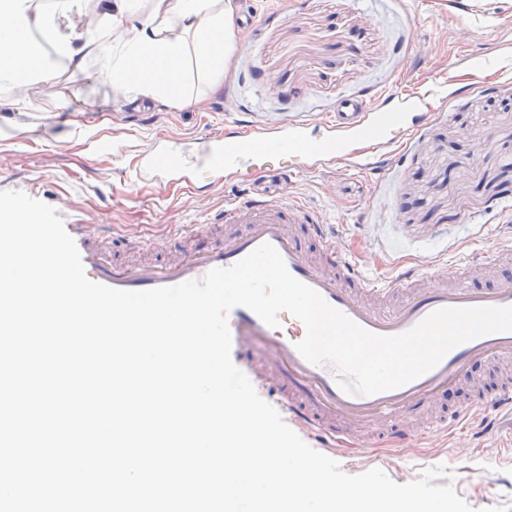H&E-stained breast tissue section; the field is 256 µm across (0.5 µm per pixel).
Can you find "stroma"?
Wrapping results in <instances>:
<instances>
[{"label":"stroma","mask_w":512,"mask_h":512,"mask_svg":"<svg viewBox=\"0 0 512 512\" xmlns=\"http://www.w3.org/2000/svg\"><path fill=\"white\" fill-rule=\"evenodd\" d=\"M256 24L238 35L213 84L187 73L192 101L116 98L99 70L55 84L17 89L34 109L0 99V190H19L57 209L67 224H108L121 245L161 243L239 195L238 187L141 183L131 178L160 137L192 140L237 119L274 127L296 116L321 117L340 97L400 84L413 89L449 78V62L472 89L404 138L376 169L339 164L286 181L282 196L305 199L336 227L337 247L371 277H393L433 258L479 261L512 238V0H231ZM471 35L453 37L461 15ZM84 110L73 122L66 102ZM501 368L479 364L470 380L439 399L442 416L493 390ZM492 431L468 429L396 452L379 445L333 455L355 475L373 468L398 483L443 463L474 512H512V414L492 413Z\"/></svg>","instance_id":"obj_1"}]
</instances>
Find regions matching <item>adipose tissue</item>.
I'll return each instance as SVG.
<instances>
[{
	"instance_id": "adipose-tissue-1",
	"label": "adipose tissue",
	"mask_w": 512,
	"mask_h": 512,
	"mask_svg": "<svg viewBox=\"0 0 512 512\" xmlns=\"http://www.w3.org/2000/svg\"><path fill=\"white\" fill-rule=\"evenodd\" d=\"M94 9L96 24L78 18ZM229 0H0V90L49 81L97 62L122 98H186L184 63L208 80L234 44Z\"/></svg>"
}]
</instances>
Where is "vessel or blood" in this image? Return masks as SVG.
I'll list each match as a JSON object with an SVG mask.
<instances>
[{"mask_svg": "<svg viewBox=\"0 0 512 512\" xmlns=\"http://www.w3.org/2000/svg\"><path fill=\"white\" fill-rule=\"evenodd\" d=\"M451 77L447 90H408L394 85L362 97L340 99L320 120L291 117L275 127L228 122L198 141L192 158L162 166L172 154L168 139L155 140L138 165L139 180L187 186L237 184L248 191L227 200L205 223L180 232L173 257L162 261H116V241L109 225L70 224L66 230L80 252L87 277L128 291H145L204 277L211 269L229 267L258 246L271 244L288 271L317 290L334 308L365 329L380 335L404 333L436 310L447 307H512V272H502L512 247H492L477 268L497 269L488 288L468 279L472 265L458 267L432 260L392 279L373 281L336 248V236L318 223L301 199H288L264 188L292 176L339 161L357 171L374 169L384 152L407 132L418 131L434 116L437 101L466 91ZM231 354L255 389L276 404L301 429L325 440H347L355 448L390 438L407 449L421 436L445 432L455 415L423 427L403 425L419 408L453 392L480 363L512 362V332L488 334L452 349L432 370L398 388L368 396L345 394L328 365L307 362L296 345L306 335L298 318L280 313L279 327L267 326L244 307L227 314ZM512 411V381L473 399L463 408Z\"/></svg>", "mask_w": 512, "mask_h": 512, "instance_id": "1", "label": "vessel or blood"}]
</instances>
